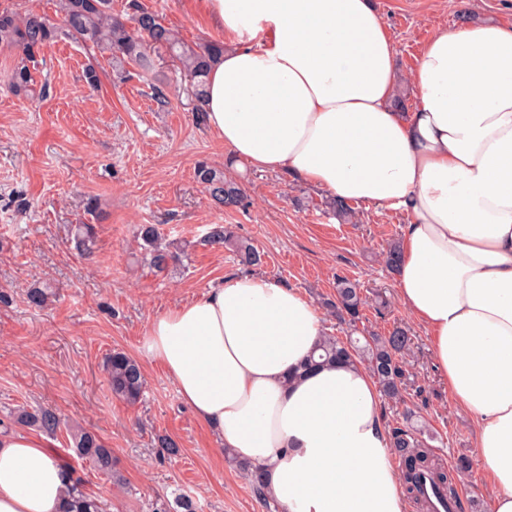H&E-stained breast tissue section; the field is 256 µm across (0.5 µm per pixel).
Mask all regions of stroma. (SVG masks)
I'll use <instances>...</instances> for the list:
<instances>
[{
    "label": "stroma",
    "instance_id": "stroma-1",
    "mask_svg": "<svg viewBox=\"0 0 512 512\" xmlns=\"http://www.w3.org/2000/svg\"><path fill=\"white\" fill-rule=\"evenodd\" d=\"M189 43L223 40L197 0H140ZM396 49L395 94L406 111L417 96L406 77L435 29L456 30L492 20L512 25V0H374ZM81 45L45 49L46 97L12 93L5 80L12 53L0 49V419L19 408L50 407L69 424L96 433L111 448L124 476L114 484L79 456L69 432L50 443L82 480L86 492L111 512H151L157 499L189 496L198 512H269L246 475L229 462L215 438L182 403L175 384L146 344L151 321L240 273L233 253L205 243L210 225L233 224L261 251L257 272L296 289L314 305L333 296L337 278L358 281L366 296L383 293L389 307L369 306L356 329L385 334L409 330L406 360L425 401L419 411L437 434L435 453L446 466L472 456L476 425L448 391L431 343L400 302L384 264L400 240L408 214L357 204L358 223H342L326 209V191L282 172H237L222 143L199 122L188 84L168 63L131 69L119 77L104 58L94 60L98 90L83 70ZM164 100H157L156 89ZM239 178L243 209L216 208L195 178L199 163ZM95 201L88 214L87 201ZM96 229L93 256L72 242L75 225ZM157 225L184 245L183 263L156 273L138 262L134 228ZM48 292L44 306L28 292ZM120 349L141 365L147 389L129 406L113 397L102 370L106 353ZM173 440L177 453L161 448Z\"/></svg>",
    "mask_w": 512,
    "mask_h": 512
}]
</instances>
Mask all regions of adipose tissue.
I'll return each mask as SVG.
<instances>
[{
  "label": "adipose tissue",
  "instance_id": "obj_1",
  "mask_svg": "<svg viewBox=\"0 0 512 512\" xmlns=\"http://www.w3.org/2000/svg\"><path fill=\"white\" fill-rule=\"evenodd\" d=\"M198 3L224 34L204 118L231 156L409 214L397 295L476 424L491 512H512V25L437 29L400 112L372 0ZM322 334L294 288L237 274L156 317L147 351L284 512H406L373 376L299 371ZM70 484L44 441L0 433V512H77Z\"/></svg>",
  "mask_w": 512,
  "mask_h": 512
}]
</instances>
